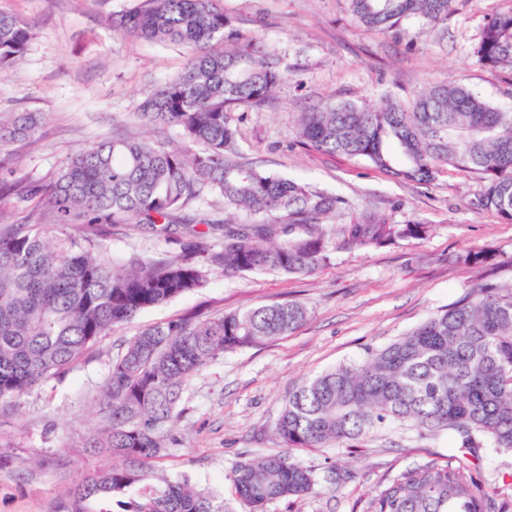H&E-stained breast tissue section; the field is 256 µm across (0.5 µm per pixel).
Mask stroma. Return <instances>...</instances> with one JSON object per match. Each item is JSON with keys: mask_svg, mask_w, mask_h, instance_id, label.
I'll return each instance as SVG.
<instances>
[{"mask_svg": "<svg viewBox=\"0 0 512 512\" xmlns=\"http://www.w3.org/2000/svg\"><path fill=\"white\" fill-rule=\"evenodd\" d=\"M133 0H0L36 22L38 34L22 61L0 74V112H42L29 141L0 153L13 190L0 214L36 222L29 187L46 183L75 150L112 136L142 132L134 111L143 96L174 78L181 46L113 34L105 19ZM246 37L273 47L285 81L260 108L233 112L244 156L266 172L339 196L342 207L324 222L330 259L314 275L225 274L211 271L204 288L143 311L101 337L78 367L48 379L16 407L0 410V512H60L82 477L108 469L109 456L85 448L98 423L109 365L147 325L190 313L297 301L309 311L293 333L218 355L188 383L183 415L172 429L157 476L185 478L224 492L225 512H243L229 476L236 462L282 451L273 431L293 386L341 363L361 360L474 288L512 284V223L473 203L483 184L444 167L430 183L400 182L368 160L317 153L294 141L300 112L318 103L408 102L435 82L468 87L495 106L512 109V71L477 63L473 48L489 17L512 0H456L445 29L409 20L400 35L356 24L347 0H221ZM392 224H428L420 239L381 248L344 245L340 225L365 216ZM116 264L179 255L181 234L158 235L144 225L115 224L103 240ZM490 251V265L462 262L468 251ZM456 445L447 432L421 435L396 424L347 444L301 448L297 457L317 484L304 497L271 503L267 512H365L386 480L426 460L445 461ZM496 477V501L512 512V454L480 451ZM349 468L337 480L339 468Z\"/></svg>", "mask_w": 512, "mask_h": 512, "instance_id": "stroma-1", "label": "stroma"}]
</instances>
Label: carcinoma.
Masks as SVG:
<instances>
[{"label": "carcinoma", "mask_w": 512, "mask_h": 512, "mask_svg": "<svg viewBox=\"0 0 512 512\" xmlns=\"http://www.w3.org/2000/svg\"><path fill=\"white\" fill-rule=\"evenodd\" d=\"M454 0H349L368 30L405 21L448 20ZM125 38L169 42L187 52L182 71L138 106L144 128L174 126L180 144L112 137L67 157L48 183L29 190L40 222H0V405L80 364L98 339L140 312L203 288L209 272L274 271L308 276L329 258L322 223L342 204L332 194L241 160L230 113L265 105L284 82L275 49L239 34L219 0H137L106 18ZM36 24L0 8V73L26 53ZM477 62L512 69V9L490 17ZM37 112L0 113V152L31 139ZM296 142L317 152L362 157L408 181L445 166L484 179L474 206L512 222V112L454 82L433 83L407 104L325 102L300 114ZM207 195L224 218L191 214ZM81 224L92 235L55 234ZM106 224L177 226L181 254L116 266L103 256ZM224 231L213 251L195 230ZM427 226L369 217L345 224V243L377 248L420 238ZM308 311L296 301L193 315L143 328L112 360L102 425L87 438L118 462L69 491L64 512H224L209 489L160 478L188 381L217 355L286 336ZM392 423L446 431L458 452L418 462L384 484L366 512H498L476 449L512 453V287L485 285L364 359L342 363L295 387L275 423L288 448L238 462L230 481L245 512L313 492L299 448L354 442Z\"/></svg>", "instance_id": "obj_1"}]
</instances>
